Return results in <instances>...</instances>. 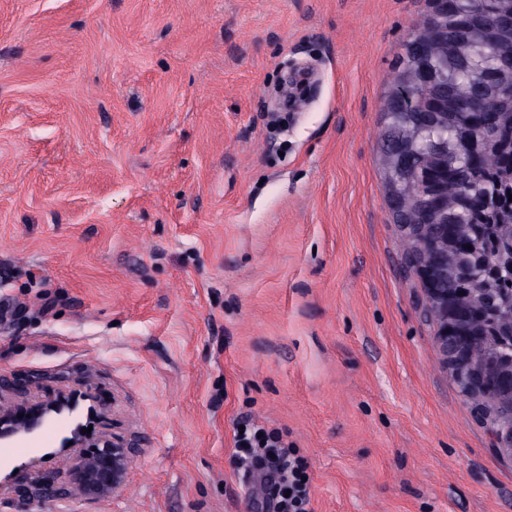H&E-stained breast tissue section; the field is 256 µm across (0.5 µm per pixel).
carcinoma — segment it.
I'll return each mask as SVG.
<instances>
[{"mask_svg":"<svg viewBox=\"0 0 512 512\" xmlns=\"http://www.w3.org/2000/svg\"><path fill=\"white\" fill-rule=\"evenodd\" d=\"M393 82L414 111L385 102L381 159L398 223L426 239L438 286L480 339L467 368L512 355V0H448V24L416 26Z\"/></svg>","mask_w":512,"mask_h":512,"instance_id":"carcinoma-1","label":"carcinoma"}]
</instances>
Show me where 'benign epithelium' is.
Wrapping results in <instances>:
<instances>
[{
	"mask_svg": "<svg viewBox=\"0 0 512 512\" xmlns=\"http://www.w3.org/2000/svg\"><path fill=\"white\" fill-rule=\"evenodd\" d=\"M417 269L421 278L428 282L427 291L440 314L434 336L437 355L445 368L458 375L463 366L465 346L461 337L448 335V321L462 320L466 313L457 308L447 290L435 287L428 268L419 264ZM38 410L39 417L34 420L19 419L1 410L0 443L20 432H33L46 416L66 414L73 422L69 435L60 444V448L68 454L67 476L62 478L48 473L34 477L31 466H11L0 460V467L7 470L6 480L22 482L28 488L27 497L17 501L16 512H29L33 501L68 496H100L113 493L122 486L133 449L101 440L96 444L95 455L87 456L81 452L86 444L82 434L84 421H90L99 415V408L91 391L62 392L55 398L40 403ZM489 432L500 454L512 460V396L506 401L496 402L495 408L489 410Z\"/></svg>",
	"mask_w": 512,
	"mask_h": 512,
	"instance_id": "obj_1",
	"label": "benign epithelium"
}]
</instances>
